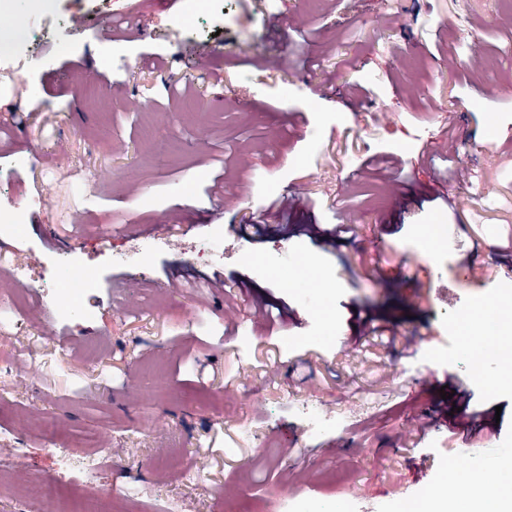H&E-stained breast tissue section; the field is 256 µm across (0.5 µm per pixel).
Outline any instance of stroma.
Segmentation results:
<instances>
[{"mask_svg": "<svg viewBox=\"0 0 512 512\" xmlns=\"http://www.w3.org/2000/svg\"><path fill=\"white\" fill-rule=\"evenodd\" d=\"M185 4L0 0L30 23L23 75L0 72V208L25 215L23 236L0 234L16 307L0 311V512L20 488L69 485L60 447L106 451L93 480L112 512L386 507L465 447L439 413L464 391L501 409L474 450L494 457L512 377L471 378L455 320L512 284V0H213L187 26ZM433 221L447 245L426 256ZM340 224L347 241L311 237ZM299 254L327 278L317 341L301 287L253 265ZM71 265L95 286L64 312ZM483 265L492 283L466 277ZM416 278L429 299L410 307ZM240 285L276 325L226 313ZM365 316L399 345H371ZM311 402L339 427L309 433Z\"/></svg>", "mask_w": 512, "mask_h": 512, "instance_id": "35a3bbf8", "label": "stroma"}]
</instances>
